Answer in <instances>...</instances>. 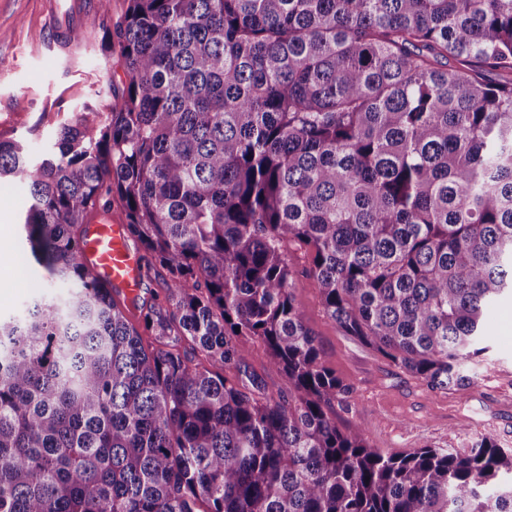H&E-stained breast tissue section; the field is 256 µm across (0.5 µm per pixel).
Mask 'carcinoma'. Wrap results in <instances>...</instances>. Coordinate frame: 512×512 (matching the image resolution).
<instances>
[{
	"label": "carcinoma",
	"mask_w": 512,
	"mask_h": 512,
	"mask_svg": "<svg viewBox=\"0 0 512 512\" xmlns=\"http://www.w3.org/2000/svg\"><path fill=\"white\" fill-rule=\"evenodd\" d=\"M128 2L107 113L36 158L0 141L30 254L71 288L0 320V512H512L489 438L384 454L336 425L351 389L288 254L345 335L472 382L512 295V0ZM115 203L162 303L82 261Z\"/></svg>",
	"instance_id": "1"
}]
</instances>
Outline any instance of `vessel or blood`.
Listing matches in <instances>:
<instances>
[{
    "mask_svg": "<svg viewBox=\"0 0 512 512\" xmlns=\"http://www.w3.org/2000/svg\"><path fill=\"white\" fill-rule=\"evenodd\" d=\"M93 11L88 0H75L67 20L52 19L53 44L70 51L69 24L82 22ZM83 259L108 285L120 288L130 297L139 293L143 274L139 254L131 249L122 227L113 223L111 215L99 212L92 216L85 233Z\"/></svg>",
    "mask_w": 512,
    "mask_h": 512,
    "instance_id": "obj_1",
    "label": "vessel or blood"
}]
</instances>
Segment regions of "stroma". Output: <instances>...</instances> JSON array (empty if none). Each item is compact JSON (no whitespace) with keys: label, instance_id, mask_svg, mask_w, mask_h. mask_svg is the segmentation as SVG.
Here are the masks:
<instances>
[{"label":"stroma","instance_id":"stroma-1","mask_svg":"<svg viewBox=\"0 0 512 512\" xmlns=\"http://www.w3.org/2000/svg\"><path fill=\"white\" fill-rule=\"evenodd\" d=\"M128 0H111L95 19L80 28L81 42L72 54L50 40L45 0H0V140L23 141L32 155L49 145L53 125L76 116L83 107L105 111L111 101V79H123L119 57L107 58L100 43L110 21L120 20ZM28 205L26 185L0 180V257L11 267L0 280V317L24 313L34 300L60 295L47 284L44 271L28 263L17 238V225ZM296 269L292 293L313 332L325 366L335 371L352 393L336 407L340 429L369 428L371 447L385 453L412 448H468L487 437L512 449V300L487 315L489 349L476 358L470 386L434 389L362 346L329 319L319 288L307 269L309 252L290 248Z\"/></svg>","mask_w":512,"mask_h":512}]
</instances>
